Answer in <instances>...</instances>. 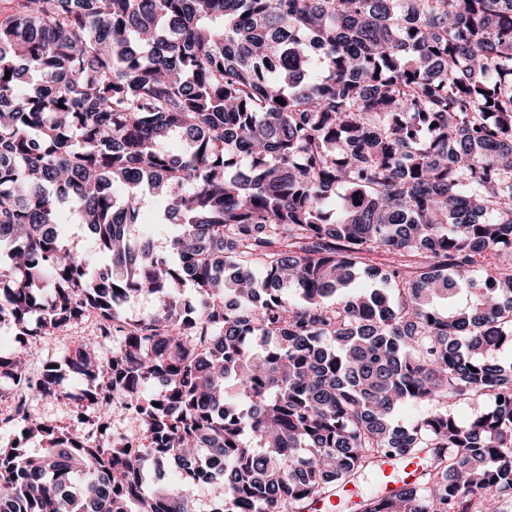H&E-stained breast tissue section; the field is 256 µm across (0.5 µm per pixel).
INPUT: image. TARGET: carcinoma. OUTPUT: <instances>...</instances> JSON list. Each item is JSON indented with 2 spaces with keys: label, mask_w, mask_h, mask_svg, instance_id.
<instances>
[{
  "label": "carcinoma",
  "mask_w": 512,
  "mask_h": 512,
  "mask_svg": "<svg viewBox=\"0 0 512 512\" xmlns=\"http://www.w3.org/2000/svg\"><path fill=\"white\" fill-rule=\"evenodd\" d=\"M505 254L512 0H8L0 323L94 315L120 344L44 366L35 389L68 372L85 388L59 397L96 413L19 421L0 512H201L214 485L206 512H303L370 479L354 512H512ZM23 375L0 352V403ZM414 459L378 495L381 465Z\"/></svg>",
  "instance_id": "obj_1"
}]
</instances>
